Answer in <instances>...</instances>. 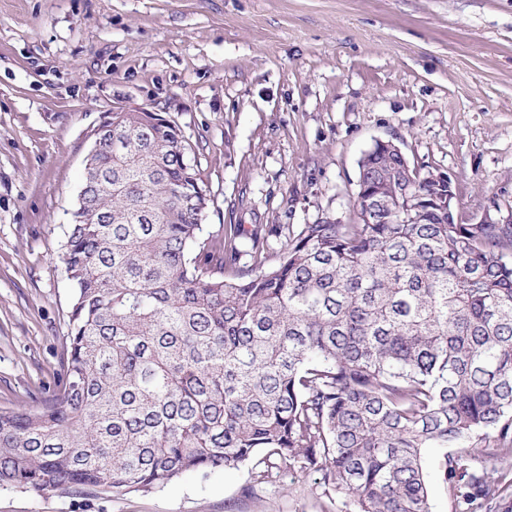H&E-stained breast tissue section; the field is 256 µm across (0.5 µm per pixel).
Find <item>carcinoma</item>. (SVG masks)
I'll use <instances>...</instances> for the list:
<instances>
[{
  "label": "carcinoma",
  "mask_w": 512,
  "mask_h": 512,
  "mask_svg": "<svg viewBox=\"0 0 512 512\" xmlns=\"http://www.w3.org/2000/svg\"><path fill=\"white\" fill-rule=\"evenodd\" d=\"M101 126L62 253V386L0 410V487L148 492L253 462L318 471L353 512H431V477L457 512H512V224L458 221L447 182L376 142L356 221L277 224V250L242 224L204 239L178 126Z\"/></svg>",
  "instance_id": "1"
}]
</instances>
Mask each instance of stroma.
I'll return each mask as SVG.
<instances>
[{
    "instance_id": "35a3bbf8",
    "label": "stroma",
    "mask_w": 512,
    "mask_h": 512,
    "mask_svg": "<svg viewBox=\"0 0 512 512\" xmlns=\"http://www.w3.org/2000/svg\"><path fill=\"white\" fill-rule=\"evenodd\" d=\"M135 108L182 131L205 233L351 221L378 140L448 175L473 223L512 208V0H0V409L60 388L91 134ZM0 512L351 509L321 473L249 464L149 492L2 487Z\"/></svg>"
}]
</instances>
